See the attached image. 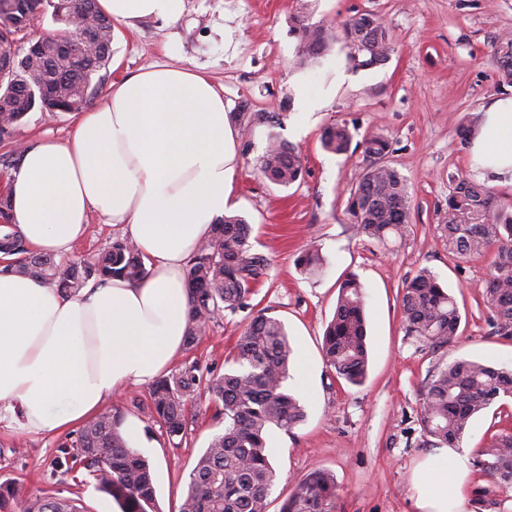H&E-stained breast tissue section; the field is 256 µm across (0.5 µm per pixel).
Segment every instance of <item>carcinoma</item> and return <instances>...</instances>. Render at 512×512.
Instances as JSON below:
<instances>
[{"label": "carcinoma", "mask_w": 512, "mask_h": 512, "mask_svg": "<svg viewBox=\"0 0 512 512\" xmlns=\"http://www.w3.org/2000/svg\"><path fill=\"white\" fill-rule=\"evenodd\" d=\"M51 9L58 28L55 40H36L25 52L27 64L14 67L11 82L0 86V142L11 138L15 126L28 112L39 108L49 116L78 112L86 104L94 75L112 60L113 23L97 7V0H0L17 33L37 20L35 6ZM299 39L297 58L305 65L322 55L343 35L348 59L361 68L386 64L393 52L392 38L383 20L362 13L337 33L332 26L295 19ZM494 61L501 82L512 86V35L501 37ZM353 144L350 129L341 124L326 127L324 150L346 154ZM369 164L349 190L346 211L355 232L379 243L405 238L411 230L412 197L399 171L386 162L390 142L371 132L356 143ZM260 173L271 183L289 187L301 180V153L276 136L269 138L258 158ZM10 200L0 198V250L14 260L0 270L33 275L50 288L78 292L90 280L100 284L120 277L136 283L149 271L134 242L115 238L92 258L56 259L32 252L9 221ZM437 231L448 252L474 257L487 247L496 254L485 295L499 331L512 335V210L501 207L493 188L459 177L440 212ZM252 225L241 215H226L188 261L190 313L186 348H193L225 310L247 305L254 288L268 274L269 258L250 242ZM326 260L319 249L299 252V270L315 276ZM363 287L354 274L344 279L336 310L322 341L326 366L353 385L367 374L368 349ZM401 309L407 335L437 351L458 336L460 309L455 299L423 268L403 288ZM293 348L283 321L262 312L243 328L233 365L222 375L203 377L199 366L182 364L174 374L158 380L150 393V413L165 429L169 442L183 437L185 405L205 390L221 406L224 431L213 436L196 459L181 512H267L275 470L267 454L270 431L289 430L304 420L299 400L284 388ZM502 397L512 398V370L478 361L457 360L437 366L425 385L420 425L423 445L453 447L474 415ZM123 414L105 409L87 420L62 444L66 471L85 469L98 488L111 496L121 512H151L156 488L148 460L129 447L120 432ZM479 471L489 485L473 490L479 510L488 504L492 488H512V431L495 435L481 449ZM338 490L334 476L315 469L301 478L283 501L279 512H336ZM0 512H84L81 500L45 492L26 495L16 483L0 484Z\"/></svg>", "instance_id": "1"}]
</instances>
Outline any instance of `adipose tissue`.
<instances>
[{
  "label": "adipose tissue",
  "instance_id": "ef3b65f1",
  "mask_svg": "<svg viewBox=\"0 0 512 512\" xmlns=\"http://www.w3.org/2000/svg\"><path fill=\"white\" fill-rule=\"evenodd\" d=\"M182 0H98L114 21H176ZM470 160L512 185V95L484 106ZM236 134L207 76L154 64L112 82L70 136L29 146L8 195L37 253H67L91 215L123 226L149 270L138 283L94 281L78 295L0 273V410L31 433L83 423L132 384L167 373L185 348L186 266L233 206ZM463 449L439 448L415 469L416 512H468Z\"/></svg>",
  "mask_w": 512,
  "mask_h": 512
}]
</instances>
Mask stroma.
<instances>
[{
  "label": "stroma",
  "instance_id": "obj_1",
  "mask_svg": "<svg viewBox=\"0 0 512 512\" xmlns=\"http://www.w3.org/2000/svg\"><path fill=\"white\" fill-rule=\"evenodd\" d=\"M364 12L378 14L393 36L385 65L353 67L340 40L312 65H297L296 16L339 29ZM508 33L512 0H182L177 21L115 23L112 64L100 71L91 103L116 78L156 62L195 68L224 90L237 133L235 211L253 224L252 243L269 256L271 269L247 307L225 311L180 359L217 376L254 314L263 310L286 324L294 363L307 366L313 392L302 393L296 378L286 383L306 417L270 436L276 480L268 512H279L294 484L316 468L336 479L337 512H415L413 472L430 454L419 426L429 371L462 359L512 369V336L491 324L484 293L493 251L453 256L436 229L453 179L473 175L470 144L458 127L477 123L481 106L505 91L493 54L497 39ZM275 114L281 122L274 126L269 118ZM75 120L72 112L49 119L36 110L15 127L12 140L24 147L42 138L62 140ZM333 123L347 124L358 137L374 131L389 138L387 160L413 196L406 239L382 244L356 235L346 200L365 161L358 151L322 149L321 134ZM273 133L303 157L302 179L287 188L266 181L257 169ZM310 243L327 259L314 278L295 265ZM424 267L461 313L456 340L436 352L406 335L400 308L406 281ZM350 273L365 292L370 357L360 386L326 368L321 351L339 286ZM150 389L147 383L129 386L121 404L151 443L143 454L153 466L158 512H179L193 464L223 430L224 418L213 397L201 394L188 402L182 442L172 446L145 408ZM506 429H512L509 397L477 414L461 445L477 456ZM63 439L60 433H27L13 417H0V483H17L32 496L55 490L81 499L86 512H115L89 472L74 476L57 466Z\"/></svg>",
  "mask_w": 512,
  "mask_h": 512
}]
</instances>
